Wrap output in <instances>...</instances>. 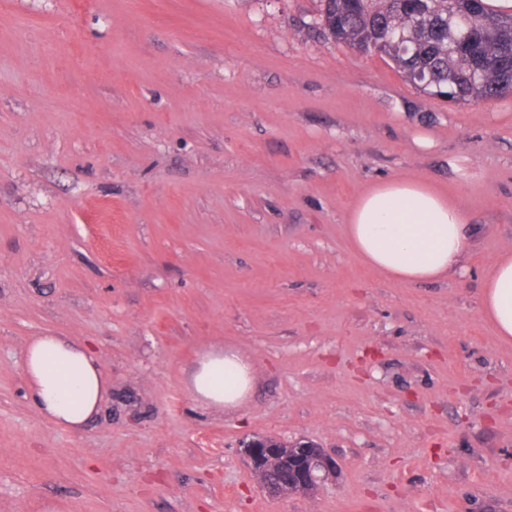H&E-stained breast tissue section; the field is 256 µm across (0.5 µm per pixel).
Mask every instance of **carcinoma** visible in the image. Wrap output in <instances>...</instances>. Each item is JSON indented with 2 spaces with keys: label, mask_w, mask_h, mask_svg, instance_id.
Returning <instances> with one entry per match:
<instances>
[{
  "label": "carcinoma",
  "mask_w": 512,
  "mask_h": 512,
  "mask_svg": "<svg viewBox=\"0 0 512 512\" xmlns=\"http://www.w3.org/2000/svg\"><path fill=\"white\" fill-rule=\"evenodd\" d=\"M319 25L360 54L387 56L429 95L467 103L512 93V15L471 0H320Z\"/></svg>",
  "instance_id": "carcinoma-1"
}]
</instances>
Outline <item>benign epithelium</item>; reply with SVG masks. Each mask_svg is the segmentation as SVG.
<instances>
[{
	"mask_svg": "<svg viewBox=\"0 0 512 512\" xmlns=\"http://www.w3.org/2000/svg\"><path fill=\"white\" fill-rule=\"evenodd\" d=\"M241 452L257 483L275 497L312 495L336 469L322 448L302 438L255 436L242 442Z\"/></svg>",
	"mask_w": 512,
	"mask_h": 512,
	"instance_id": "obj_1",
	"label": "benign epithelium"
}]
</instances>
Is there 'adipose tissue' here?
<instances>
[{
    "mask_svg": "<svg viewBox=\"0 0 512 512\" xmlns=\"http://www.w3.org/2000/svg\"><path fill=\"white\" fill-rule=\"evenodd\" d=\"M356 252L395 280L414 285L439 281L462 268L469 248L468 212L430 185L389 178L358 197L346 216ZM480 312L503 340L512 339V255L490 266ZM23 367L39 412L77 431L97 412L107 382L92 353L61 336H41L28 346ZM195 392L215 405L232 404L249 390L248 367L235 355H213L192 377Z\"/></svg>",
    "mask_w": 512,
    "mask_h": 512,
    "instance_id": "1",
    "label": "adipose tissue"
}]
</instances>
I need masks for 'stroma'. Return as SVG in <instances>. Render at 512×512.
<instances>
[{"label":"stroma","instance_id":"stroma-1","mask_svg":"<svg viewBox=\"0 0 512 512\" xmlns=\"http://www.w3.org/2000/svg\"><path fill=\"white\" fill-rule=\"evenodd\" d=\"M319 5L0 0V512H512V342L479 309L512 254V95H427ZM392 177L469 211L460 273L354 250L348 208ZM51 335L107 379L80 431L28 392ZM227 351L254 382L216 406L192 376ZM268 433L334 477L269 496L240 452Z\"/></svg>","mask_w":512,"mask_h":512}]
</instances>
